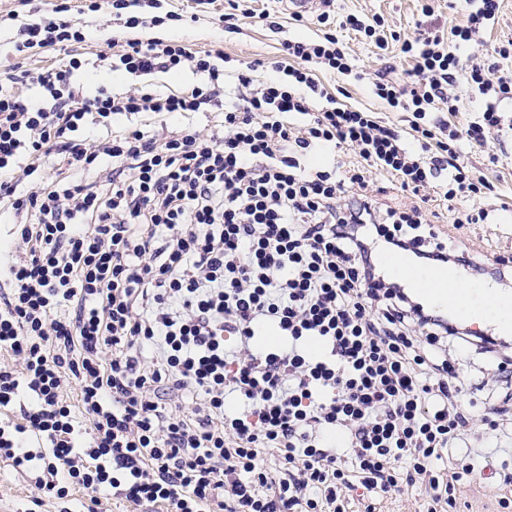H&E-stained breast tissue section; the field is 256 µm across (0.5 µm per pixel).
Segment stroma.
<instances>
[{"instance_id": "obj_1", "label": "stroma", "mask_w": 512, "mask_h": 512, "mask_svg": "<svg viewBox=\"0 0 512 512\" xmlns=\"http://www.w3.org/2000/svg\"><path fill=\"white\" fill-rule=\"evenodd\" d=\"M257 10L270 13L271 23H251L243 25L240 32L229 34L222 30L219 14L228 10V0H215L213 17L202 18L198 23L182 29V36L202 48H220L225 55L234 59L236 65L256 66L257 78L273 75V65L283 56L286 40L299 35L311 39L319 38L323 27L315 18H307L303 24L290 23L278 0H255ZM336 16L349 13L361 17H384L390 31L409 35L415 30L420 18L418 0H335ZM342 42L348 52L355 72L353 75H324L328 89L344 87L347 95L344 104L362 108L384 120L401 121V114L392 112L370 89V81L382 67L393 66L396 74H403L412 66L410 58L400 51V44L389 41L387 49L381 50L364 40L360 35L347 32ZM503 153L498 165H491L486 152L475 149L467 156L469 166L486 173L496 185V190L488 197L480 199L479 205L490 212L488 223L456 224L445 205H432L427 216L441 238L466 247L473 255L485 261L512 254V136L503 135ZM484 394L471 390L473 416L468 431V439L473 447L479 448L480 456L474 457L471 464L474 472L464 479L457 493V503L451 512H499L500 491L491 474L500 469L512 471V400H505L503 392H495L492 400L500 407V435L488 436L481 422L482 399Z\"/></svg>"}]
</instances>
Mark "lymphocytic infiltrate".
I'll return each mask as SVG.
<instances>
[{"label":"lymphocytic infiltrate","mask_w":512,"mask_h":512,"mask_svg":"<svg viewBox=\"0 0 512 512\" xmlns=\"http://www.w3.org/2000/svg\"><path fill=\"white\" fill-rule=\"evenodd\" d=\"M10 11L17 59L0 71V471L47 499L95 512H375L423 483L426 512L454 506L473 469L438 461L467 431L462 353L512 391V345L420 305L382 278L374 245L429 267L496 275L438 241L425 213L485 222L494 193L465 147H488L512 102V40L461 57L502 0H458L449 35L422 0L404 80L372 91L408 127L340 102L315 76L350 75L338 35L285 43L274 77L178 36L197 13H130L139 0H51L48 18ZM104 11L91 53L86 12ZM56 54L51 68L29 60ZM134 77L115 91L78 75L92 60ZM202 75L184 89L141 76ZM484 96L459 118L454 88ZM213 115L210 129L194 124ZM352 150L356 164L343 160ZM411 199L381 209L369 177ZM346 434L345 451L331 443ZM278 463L260 464L263 451Z\"/></svg>","instance_id":"f902f5d3"}]
</instances>
